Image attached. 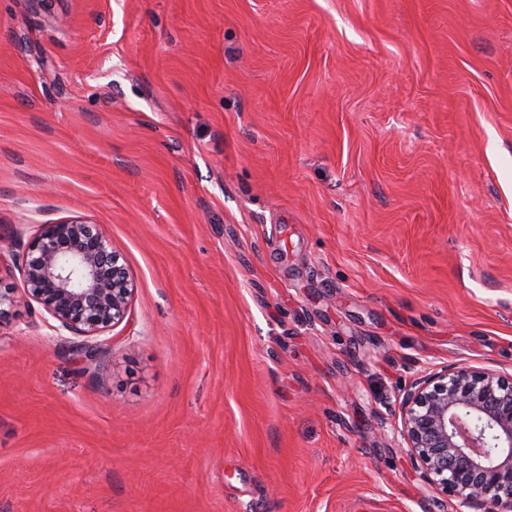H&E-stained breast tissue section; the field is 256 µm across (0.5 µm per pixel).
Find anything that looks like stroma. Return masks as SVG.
Masks as SVG:
<instances>
[{
	"label": "stroma",
	"instance_id": "obj_1",
	"mask_svg": "<svg viewBox=\"0 0 512 512\" xmlns=\"http://www.w3.org/2000/svg\"><path fill=\"white\" fill-rule=\"evenodd\" d=\"M69 220L135 294L0 318V512H452L390 410L512 374V0H0V285Z\"/></svg>",
	"mask_w": 512,
	"mask_h": 512
}]
</instances>
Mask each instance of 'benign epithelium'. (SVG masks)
<instances>
[{
  "instance_id": "7a95c632",
  "label": "benign epithelium",
  "mask_w": 512,
  "mask_h": 512,
  "mask_svg": "<svg viewBox=\"0 0 512 512\" xmlns=\"http://www.w3.org/2000/svg\"><path fill=\"white\" fill-rule=\"evenodd\" d=\"M24 296L57 330L97 341L121 323L134 293L106 232L80 221L43 224L24 255ZM396 431L425 483L455 512H512V375L448 365L398 398Z\"/></svg>"
}]
</instances>
